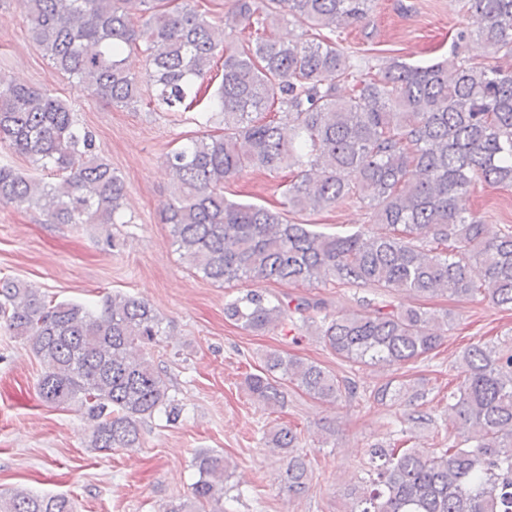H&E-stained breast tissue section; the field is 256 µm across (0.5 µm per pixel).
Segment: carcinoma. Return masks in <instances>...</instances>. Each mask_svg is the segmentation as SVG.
I'll list each match as a JSON object with an SVG mask.
<instances>
[{"instance_id":"obj_1","label":"carcinoma","mask_w":512,"mask_h":512,"mask_svg":"<svg viewBox=\"0 0 512 512\" xmlns=\"http://www.w3.org/2000/svg\"><path fill=\"white\" fill-rule=\"evenodd\" d=\"M30 38L82 93L130 108L149 92L164 112L195 99L216 58L221 84L210 98L223 132L204 133L165 160L173 198L163 211L180 256L221 284L278 282L404 289L482 298L512 309V227L494 236L468 206L477 184L512 188V67L470 57L453 72L390 59L359 72L331 38L361 22L374 0H231L224 22L194 0H17ZM474 29L461 35L494 59L512 58V0H471ZM290 18L306 39L285 42L274 27ZM329 34H324V31ZM144 44L145 71L124 54ZM28 156L57 182L0 165V203L37 208L49 224H121L126 184L80 127L68 103L0 77V144ZM298 169L283 196L292 214L319 213L356 198L374 232L339 236L292 223L283 213L228 200L224 183L248 172ZM483 269L480 283L470 261ZM227 318L253 332L300 315L336 355L355 364L404 366L440 345L439 317L421 307L322 314L258 290L228 301ZM0 319L44 366L41 399L76 404L92 422L90 447H140V421L183 408L148 357L161 318L134 296L99 309L55 302L27 284L0 279ZM448 392L446 448L376 445L379 460L348 492L350 512H512V344L464 351ZM288 379L323 402L358 398L357 387L312 361L271 351L245 378L266 410L284 405ZM262 441L282 451L280 481L304 492L312 480L301 433L282 426ZM193 502L163 512H197L224 496V457L195 451ZM0 512H75L64 494H0Z\"/></svg>"}]
</instances>
